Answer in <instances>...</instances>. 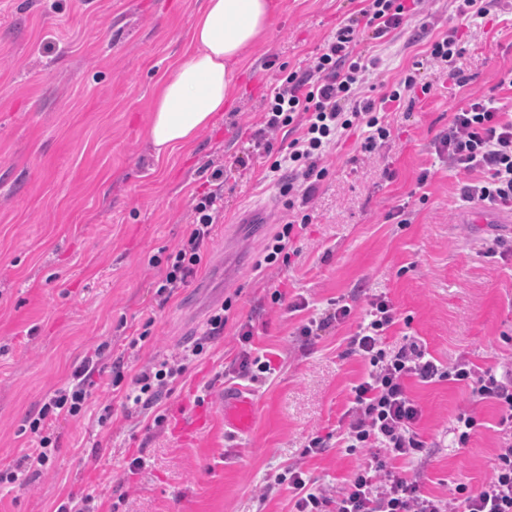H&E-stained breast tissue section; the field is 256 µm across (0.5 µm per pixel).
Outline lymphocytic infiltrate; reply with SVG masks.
Here are the masks:
<instances>
[{
    "instance_id": "lymphocytic-infiltrate-1",
    "label": "lymphocytic infiltrate",
    "mask_w": 512,
    "mask_h": 512,
    "mask_svg": "<svg viewBox=\"0 0 512 512\" xmlns=\"http://www.w3.org/2000/svg\"><path fill=\"white\" fill-rule=\"evenodd\" d=\"M364 2L355 16L327 36L310 64L289 71L271 87L261 126L252 135L255 147L273 157L268 175L278 181L288 212L266 247L264 264L288 258L296 228L310 223L311 192L327 176L326 160L342 139L357 133L363 149L375 150L391 135L388 112L399 109L419 86L422 64L417 61L379 98L366 96V84L381 60L357 51L355 36L360 33L371 40H384L424 15L426 0ZM284 129L294 131L295 136L287 151L274 152L268 136ZM434 151L449 170L470 175V182L462 187L467 201L512 209V113L503 111L494 99L475 97L453 112L448 132L435 140ZM223 215L222 190L195 197L190 232L167 257L163 289L185 287L196 275L201 249ZM397 321L393 302L383 295L373 296L350 338L352 352L365 361L367 369L351 388L340 441L348 454L368 451V459L356 466L335 494L316 486L304 472L293 470L268 481L264 495L288 485L295 512H512V368L482 370L463 357L443 366L412 336L404 337L400 346H387V332ZM203 350V342L198 341L181 357L143 369L126 397L128 408L156 405L182 375L185 361ZM104 357V347L95 348L62 386L47 395L29 425L34 447L27 449L13 470L0 472V485L52 466L56 447L49 434L51 422L83 411ZM412 378L465 385L474 401L495 406L504 437L494 471L480 488L459 483L447 498L431 497L422 493L418 480L396 471L395 461H412L424 447L416 430L421 411L407 391L406 382Z\"/></svg>"
}]
</instances>
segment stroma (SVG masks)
<instances>
[{
    "mask_svg": "<svg viewBox=\"0 0 512 512\" xmlns=\"http://www.w3.org/2000/svg\"><path fill=\"white\" fill-rule=\"evenodd\" d=\"M276 2L265 37L239 65L223 119L158 159L147 135L155 93L189 52L203 0H0V471L32 447L29 423L48 393L87 351L106 347L86 411L54 424L53 465L0 490V512H57L87 494L98 512H293L288 487L262 498L269 476L296 467L317 483L342 485L359 462L339 442L351 387L366 369L349 345L358 321L298 334L307 318L340 302L361 313L371 296L389 297L400 320L388 345L410 335L442 363H512V211L465 202V175L431 148L470 98L512 110V0H493L480 25L463 28L454 68L427 61L425 51L457 23L455 0H434V25L411 21L379 46L389 65L374 80L377 91L420 59L428 93L390 112L392 136L382 148L362 151L355 135L337 147L309 202L313 222L288 246L290 263L263 267L286 213L267 157L251 147L266 96L281 69L305 65L362 7ZM218 164L224 220L205 242L194 280L160 294L161 261L187 236L191 200L212 189ZM401 209L409 223L392 221ZM227 300L223 333L205 340L203 355L157 405L128 414L130 380L204 339ZM243 324L252 355L272 366L256 383L228 375ZM118 359L117 383L110 365ZM407 385L425 447L414 462H397L398 472L419 476L423 492L439 498L456 482L481 486L503 436L494 406L472 402L461 384ZM239 389L256 401L246 433L225 427L220 405L224 391ZM468 405L481 425L467 447H452L454 416ZM315 436L324 448L305 454ZM136 457L144 465L135 470Z\"/></svg>",
    "mask_w": 512,
    "mask_h": 512,
    "instance_id": "1",
    "label": "stroma"
}]
</instances>
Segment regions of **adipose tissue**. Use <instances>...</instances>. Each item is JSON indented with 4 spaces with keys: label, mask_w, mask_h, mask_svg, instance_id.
I'll return each instance as SVG.
<instances>
[{
    "label": "adipose tissue",
    "mask_w": 512,
    "mask_h": 512,
    "mask_svg": "<svg viewBox=\"0 0 512 512\" xmlns=\"http://www.w3.org/2000/svg\"><path fill=\"white\" fill-rule=\"evenodd\" d=\"M274 0H205L190 28L191 52L159 85L149 125L156 158L191 146L224 115L243 53L272 23Z\"/></svg>",
    "instance_id": "1"
}]
</instances>
